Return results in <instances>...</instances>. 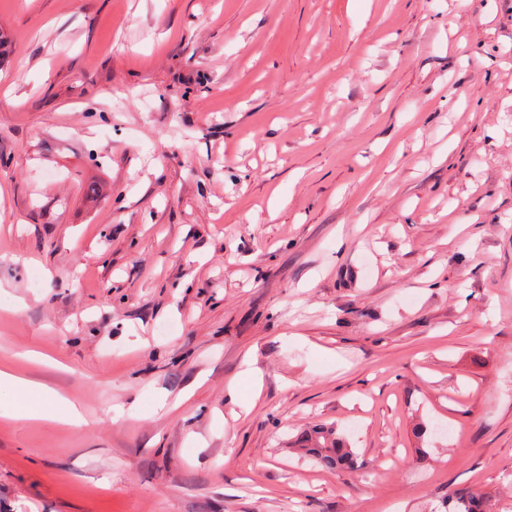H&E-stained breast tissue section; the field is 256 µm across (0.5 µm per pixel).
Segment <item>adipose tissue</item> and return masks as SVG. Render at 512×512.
<instances>
[{
	"mask_svg": "<svg viewBox=\"0 0 512 512\" xmlns=\"http://www.w3.org/2000/svg\"><path fill=\"white\" fill-rule=\"evenodd\" d=\"M2 392L12 398L13 417L38 418L50 413L68 422L81 424L85 421L76 405L54 395L47 386L16 377L6 371H0V393Z\"/></svg>",
	"mask_w": 512,
	"mask_h": 512,
	"instance_id": "obj_1",
	"label": "adipose tissue"
}]
</instances>
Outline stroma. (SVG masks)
I'll return each instance as SVG.
<instances>
[{
  "mask_svg": "<svg viewBox=\"0 0 512 512\" xmlns=\"http://www.w3.org/2000/svg\"><path fill=\"white\" fill-rule=\"evenodd\" d=\"M0 36V369L95 421L0 415V512H512V0H0ZM298 449L318 463L336 468H354L356 455L333 426H319L301 436ZM452 510L448 512H489L483 498L469 492H454L448 497Z\"/></svg>",
  "mask_w": 512,
  "mask_h": 512,
  "instance_id": "35a3bbf8",
  "label": "stroma"
}]
</instances>
